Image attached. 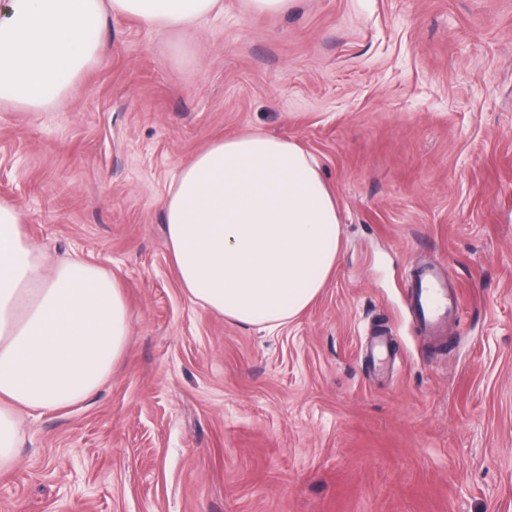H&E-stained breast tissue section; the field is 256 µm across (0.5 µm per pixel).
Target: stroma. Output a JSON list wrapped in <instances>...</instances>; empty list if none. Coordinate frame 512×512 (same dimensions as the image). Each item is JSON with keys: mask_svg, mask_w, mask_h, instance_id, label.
<instances>
[{"mask_svg": "<svg viewBox=\"0 0 512 512\" xmlns=\"http://www.w3.org/2000/svg\"><path fill=\"white\" fill-rule=\"evenodd\" d=\"M102 39L61 103L0 108V199L118 280L128 352L25 419L0 512H512V0H222ZM247 130L309 151L342 219L276 335L191 302L163 224L179 166ZM429 260L461 299L439 344L410 309ZM297 0H248L249 8L256 15L285 14L294 8Z\"/></svg>", "mask_w": 512, "mask_h": 512, "instance_id": "1", "label": "stroma"}]
</instances>
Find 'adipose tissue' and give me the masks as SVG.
<instances>
[{
  "mask_svg": "<svg viewBox=\"0 0 512 512\" xmlns=\"http://www.w3.org/2000/svg\"><path fill=\"white\" fill-rule=\"evenodd\" d=\"M219 0H5L0 107L65 98L102 50L106 13L182 30ZM171 260L188 297L274 331L305 311L336 268L341 217L315 157L288 138H219L174 174L163 201ZM0 201V470L17 462L23 415L75 405L128 350L115 278L81 257L51 263Z\"/></svg>",
  "mask_w": 512,
  "mask_h": 512,
  "instance_id": "obj_1",
  "label": "adipose tissue"
}]
</instances>
